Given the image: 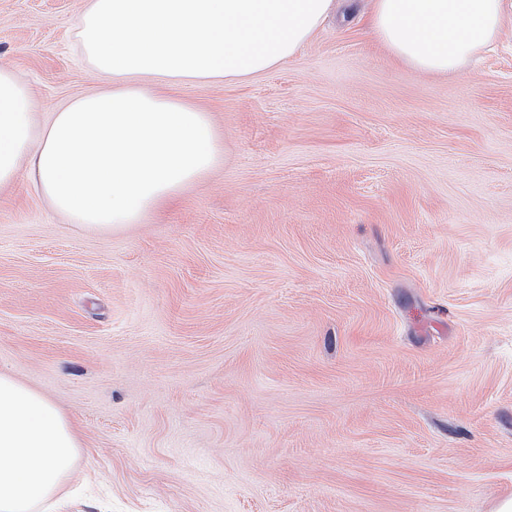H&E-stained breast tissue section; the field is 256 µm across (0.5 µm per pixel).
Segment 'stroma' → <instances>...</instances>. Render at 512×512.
I'll use <instances>...</instances> for the list:
<instances>
[{"label": "stroma", "instance_id": "stroma-1", "mask_svg": "<svg viewBox=\"0 0 512 512\" xmlns=\"http://www.w3.org/2000/svg\"><path fill=\"white\" fill-rule=\"evenodd\" d=\"M82 0H0L38 120L108 90ZM338 9L164 93L224 163L113 234L0 187V370L79 429L66 512H496L512 498V26L424 73Z\"/></svg>", "mask_w": 512, "mask_h": 512}]
</instances>
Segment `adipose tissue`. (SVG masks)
<instances>
[{
  "mask_svg": "<svg viewBox=\"0 0 512 512\" xmlns=\"http://www.w3.org/2000/svg\"><path fill=\"white\" fill-rule=\"evenodd\" d=\"M336 0H83L75 36L112 91L83 96L43 126L30 85L0 66V186L28 172L60 214L115 233L178 198L224 161L208 112L143 80L235 82L279 67ZM512 0H373L368 26L424 72L458 71L498 41ZM81 440L47 396L0 370V512H36L73 473Z\"/></svg>",
  "mask_w": 512,
  "mask_h": 512,
  "instance_id": "adipose-tissue-1",
  "label": "adipose tissue"
}]
</instances>
